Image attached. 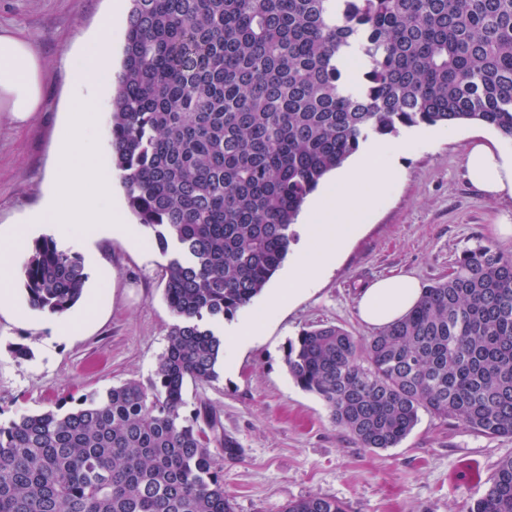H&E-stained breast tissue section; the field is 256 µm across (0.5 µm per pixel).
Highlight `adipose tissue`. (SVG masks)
I'll return each instance as SVG.
<instances>
[{
  "label": "adipose tissue",
  "instance_id": "ef3b65f1",
  "mask_svg": "<svg viewBox=\"0 0 512 512\" xmlns=\"http://www.w3.org/2000/svg\"><path fill=\"white\" fill-rule=\"evenodd\" d=\"M109 54V34L98 36L68 65L74 94L88 91L101 77ZM42 60L32 44L11 32L0 31V112L22 124L41 108ZM97 120L94 103L72 107L58 143L53 191L32 210L27 224L39 228L63 224H91L116 239H129L128 224L111 221L109 202L112 183L100 179L96 166L79 162L86 147V134ZM465 166L469 180L489 197L512 198V154L491 138L476 143L468 152ZM422 295L419 282L400 274L377 280L358 299L361 320L374 328L390 325L406 316Z\"/></svg>",
  "mask_w": 512,
  "mask_h": 512
}]
</instances>
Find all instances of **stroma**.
<instances>
[{"label":"stroma","mask_w":512,"mask_h":512,"mask_svg":"<svg viewBox=\"0 0 512 512\" xmlns=\"http://www.w3.org/2000/svg\"><path fill=\"white\" fill-rule=\"evenodd\" d=\"M129 8L130 0H0V29L28 39L43 62V105L33 121L19 128L0 112V248L17 261L37 239L25 232L22 217L48 189L73 99L64 60L104 24L108 76L97 90L102 110L88 152L101 175L114 173L109 127ZM495 134L477 122L401 129L400 138L415 147L401 156L389 199L337 267L270 319L232 366H218L217 379L187 383L183 414L208 407L216 421L210 437L219 443L232 436L241 448L237 458L218 461L236 512H282L288 501L311 495L336 498L347 512H466L500 460L512 457V436L486 437L424 411L396 447H362L331 421L318 396L291 379L284 363L288 340L309 326L372 335L358 318L357 297L381 277L407 273L426 286L477 245L512 254V242L496 231L501 220L512 223V198L487 197L464 165L475 136ZM77 236L91 245L80 252L88 280L76 305L84 318L72 335H54L46 312L29 306L21 277L10 282L14 305L0 310L2 423L128 380L148 383L167 347L173 317L160 274L168 257L150 234L136 227L125 243L73 224L53 240L63 250ZM18 343L30 348V358L13 355Z\"/></svg>","instance_id":"1"}]
</instances>
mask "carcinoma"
Segmentation results:
<instances>
[{
  "instance_id": "obj_1",
  "label": "carcinoma",
  "mask_w": 512,
  "mask_h": 512,
  "mask_svg": "<svg viewBox=\"0 0 512 512\" xmlns=\"http://www.w3.org/2000/svg\"><path fill=\"white\" fill-rule=\"evenodd\" d=\"M476 121L512 141V0H131L112 102V167L162 252L174 317L148 384L0 423V512H235L187 381L217 377L208 325L249 305L288 255L306 197L371 136ZM29 305L81 298V258L48 238ZM293 381L363 447L419 413L512 436V254L477 245L403 319L366 337L288 340ZM283 512H345L312 495ZM467 512H512V458Z\"/></svg>"
}]
</instances>
